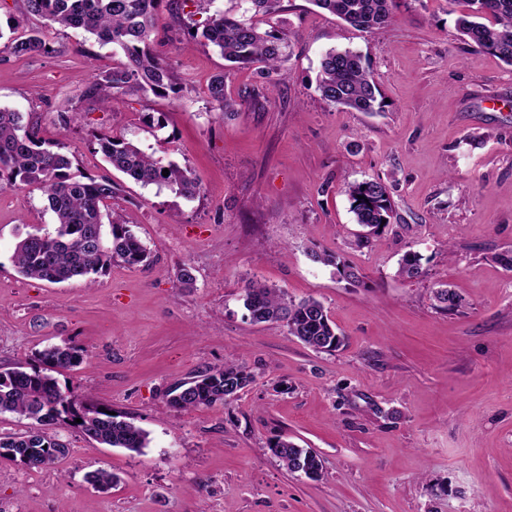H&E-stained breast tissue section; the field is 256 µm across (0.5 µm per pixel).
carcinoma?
I'll return each instance as SVG.
<instances>
[{
	"label": "carcinoma",
	"mask_w": 512,
	"mask_h": 512,
	"mask_svg": "<svg viewBox=\"0 0 512 512\" xmlns=\"http://www.w3.org/2000/svg\"><path fill=\"white\" fill-rule=\"evenodd\" d=\"M162 0H23L24 13L40 22L9 37L0 47L15 55H41L53 51L46 31L52 28L80 29L101 45H117L125 60L109 68H97L84 81L81 100L114 107L126 96L164 94L176 90L178 78L170 64L153 53L158 33V7ZM232 7L211 15L188 33L187 42L212 45L232 66L254 67L262 78L278 71L288 58L289 44L275 29L262 28L263 18L279 10L280 0H246L249 7ZM356 29L371 33L392 22L397 0H311ZM467 11L456 19L463 40L512 65V0H464ZM326 102L355 112H378L380 91L364 56L352 49L330 50L320 63L317 85ZM209 96L228 111L234 102L224 94V75L212 79ZM98 152L106 164L137 184L168 186L185 198L199 192L190 170L143 152L124 137L110 133L95 136ZM73 160L61 149L45 145L36 127L24 122L19 112L0 107V190L20 184L37 185L54 215L49 230L26 234L16 245L13 259L27 278L60 284L75 279L94 282L116 262L138 266L147 262L149 251L129 225L108 210L107 201L117 186L108 175L72 172ZM169 174L162 175V170ZM355 223L364 229L356 245L364 248L384 223L391 222L393 205L380 177L348 186ZM398 273L413 279L420 275V258L407 253ZM246 310L254 323L281 322L288 333L306 347L332 353L343 337L328 316L323 303L314 298L298 301L285 291L271 288L256 278L243 288ZM437 308L454 311L460 297L448 288L433 293ZM83 361L82 350L67 342L51 345L38 354L37 363H22L0 372V415L12 414L30 421L21 434L0 436V457L39 469L66 457V441L41 427L59 423L78 430L105 448L141 452L148 446V433L123 413L112 414L89 398L63 391L51 372L70 369ZM253 381V376L235 364L211 369L165 392L167 405L183 411L235 397ZM81 422L76 423L74 419ZM271 451L286 469L310 479L322 477L319 455L290 439H278ZM99 491L117 483L111 472L100 469L86 476Z\"/></svg>",
	"instance_id": "cac0c4a2"
}]
</instances>
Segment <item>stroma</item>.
Wrapping results in <instances>:
<instances>
[{"mask_svg":"<svg viewBox=\"0 0 512 512\" xmlns=\"http://www.w3.org/2000/svg\"><path fill=\"white\" fill-rule=\"evenodd\" d=\"M458 0H399L392 24L364 33L312 0H280L297 30L271 79L232 69L211 46L181 48L204 21L195 0L161 6L154 50L178 94L125 98L116 109L78 99L90 61L122 49L84 31L51 32L52 53L0 50V106L81 171L110 174L113 210L151 250L150 265H112L95 284L21 276L26 233L50 228L42 191L0 192V371L73 343L83 362L62 389L127 414L149 435L141 452L106 448L76 429L42 469L0 459V512H512V66L465 44ZM354 49L384 98L350 112L316 89L322 55ZM238 103L207 95L215 75ZM75 110L62 122L60 109ZM162 115V128L145 124ZM102 132L188 168L201 192L140 186L94 150ZM382 177L394 206L370 246L356 247L349 184ZM328 252L362 274L318 261ZM409 252L421 274L398 275ZM192 268L194 288L177 274ZM257 277L323 303L344 346L318 353L279 323H253L243 285ZM462 299L444 312L433 291ZM255 380L237 398L181 412L170 386L224 363ZM287 437L320 456L324 476L289 472L269 446ZM119 478L97 492L88 473Z\"/></svg>","mask_w":512,"mask_h":512,"instance_id":"1","label":"stroma"}]
</instances>
